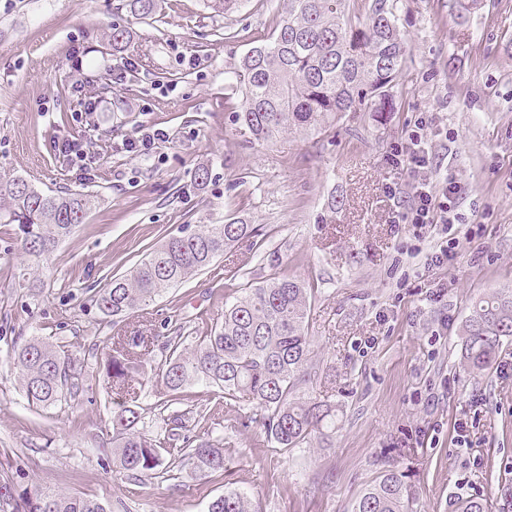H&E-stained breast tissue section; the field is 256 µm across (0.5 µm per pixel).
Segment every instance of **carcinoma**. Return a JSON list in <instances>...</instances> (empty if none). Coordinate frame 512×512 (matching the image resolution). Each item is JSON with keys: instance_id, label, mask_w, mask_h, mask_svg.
I'll use <instances>...</instances> for the list:
<instances>
[{"instance_id": "carcinoma-1", "label": "carcinoma", "mask_w": 512, "mask_h": 512, "mask_svg": "<svg viewBox=\"0 0 512 512\" xmlns=\"http://www.w3.org/2000/svg\"><path fill=\"white\" fill-rule=\"evenodd\" d=\"M216 16L236 12L241 0H206ZM398 0H282V9L263 43L252 47L229 71L241 92L234 105L237 131L248 142H265L280 132L300 133L339 122L348 112L374 106L393 109L388 91L401 78L408 47L397 27ZM130 13L155 16L159 0H127ZM97 195L38 189L31 180L0 176V224L16 225L24 252L49 256L84 223ZM253 234L233 219L169 236L129 274L91 289L107 316L145 310L186 277L204 270L224 249ZM311 289L305 282L274 272L224 299V317L193 348L171 336L159 375L171 392L202 383L224 393V413L235 419L243 402L254 405L266 438L286 452L333 423L336 407L305 389L311 380L307 326ZM461 356L482 374L512 341V289H500L469 310L461 328ZM142 336L112 337L107 378L118 395L134 392L140 375ZM15 369L29 403L51 407L78 392L81 370L64 345L33 337L16 352ZM184 413H173L164 430L139 427L142 413L123 407L112 413V454L117 472L140 481L167 461L195 472L224 470V440L190 434ZM415 492L401 472H380L356 498L351 512H412ZM14 512H111L96 500L50 490L17 494ZM207 512H258L237 491L214 498Z\"/></svg>"}]
</instances>
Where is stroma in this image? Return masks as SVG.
Returning a JSON list of instances; mask_svg holds the SVG:
<instances>
[{"mask_svg":"<svg viewBox=\"0 0 512 512\" xmlns=\"http://www.w3.org/2000/svg\"><path fill=\"white\" fill-rule=\"evenodd\" d=\"M279 3L244 0L224 19L205 0H163L140 20L126 0H0V175L99 195L25 282L28 257L14 225L0 224V482L112 512H206L227 490L259 512H351L392 465L417 492L414 512H452L458 495L512 512V343L486 374L460 362L472 303L512 288V0H480L464 21L453 0H399L409 55L392 111L250 143L226 73L266 39ZM115 24L131 32L117 51ZM87 100L92 112L74 120ZM417 127L434 184L452 178L463 217L441 265L430 260L436 228L394 221L415 175L393 153ZM153 131L148 149L131 148ZM62 139L83 144V165L59 155ZM230 217L255 235L145 310L114 321L92 302L89 284L128 274L164 237ZM275 271L312 290L309 388L336 407L334 425L285 455L252 405L226 427L213 388L175 394L156 374L166 337L205 335L225 296ZM118 329L150 339L128 406L149 430L188 412L194 434L223 439V471L116 475L106 368ZM33 336L83 366L78 393L49 408L29 405L13 367Z\"/></svg>","mask_w":512,"mask_h":512,"instance_id":"obj_1","label":"stroma"}]
</instances>
